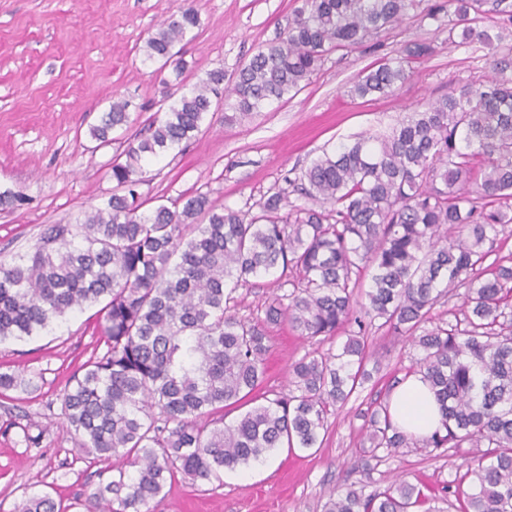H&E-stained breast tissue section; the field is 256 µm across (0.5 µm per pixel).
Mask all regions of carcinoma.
Returning a JSON list of instances; mask_svg holds the SVG:
<instances>
[{
    "instance_id": "obj_1",
    "label": "carcinoma",
    "mask_w": 512,
    "mask_h": 512,
    "mask_svg": "<svg viewBox=\"0 0 512 512\" xmlns=\"http://www.w3.org/2000/svg\"><path fill=\"white\" fill-rule=\"evenodd\" d=\"M422 0H303L287 28L239 68L224 69L160 104L162 119L134 138L113 133L130 123L114 101L89 134L119 142L115 189L79 224H47L19 263L0 262V342L32 336L53 321L103 299L95 354L65 388L66 430L104 464L86 494L85 512H149L180 473L222 481L224 471L259 463L274 450L319 448L330 407L369 378V326L408 337L420 350L417 371L439 406L442 426L419 442L393 425L388 406L370 412L369 454L352 469L372 470L378 450L481 448L457 469L470 479L461 512H512V266L491 258L512 224V54H492V75L405 113L390 132L359 136L322 154L285 183L323 209L295 205L279 188L259 212L212 205L203 194L142 210L143 164L190 142L208 113L224 107L234 122L309 85L328 54L358 48L401 21ZM445 0L427 15L448 16V42L494 48L489 30L512 25V5ZM199 26L189 7L146 42V60L181 75L176 44ZM434 47L415 43L402 56L363 70L352 97L385 96L409 77L412 59ZM489 266H484L487 259ZM296 273L288 304L276 298L265 319L232 312L233 292L276 269ZM371 273L365 301L355 299ZM461 300L462 319L426 328L444 298ZM288 322L301 336L330 337L348 327L336 352L308 355L289 369L288 390L256 404L234 423L196 419L239 404L266 377L265 325ZM34 387V378L1 373L0 389ZM159 415H154V410ZM123 461L112 466V459ZM429 497L405 481L383 491L348 487L330 494L325 512H415ZM15 512H58L46 492Z\"/></svg>"
}]
</instances>
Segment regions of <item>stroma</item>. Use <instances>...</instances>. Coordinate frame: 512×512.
Wrapping results in <instances>:
<instances>
[{"instance_id":"35a3bbf8","label":"stroma","mask_w":512,"mask_h":512,"mask_svg":"<svg viewBox=\"0 0 512 512\" xmlns=\"http://www.w3.org/2000/svg\"><path fill=\"white\" fill-rule=\"evenodd\" d=\"M302 0H0V189L22 193L13 210L0 211V261L29 253L47 224H73L112 193L115 146L96 147L88 128L113 99L129 101L128 134L158 118L159 103L177 88H191L220 67L226 76L275 38ZM194 7L200 24L181 42L182 77L146 62L145 42L159 23ZM436 53L411 62V77L387 97H350L349 83L364 69L396 57L411 42ZM369 49L329 55L311 83L294 97L250 118L228 123L208 113L188 145L149 161L139 187L143 199L171 203L206 195L218 206L257 212L258 204L321 155L354 136L389 131L404 113L439 98L449 85L484 80L489 50L455 46L438 20L419 9L371 39ZM292 287L273 273L250 278L234 294L239 317L261 320L272 298ZM98 305L54 321L38 335L0 343V373L38 374L34 391L0 389V512H13L24 493L51 492L60 512H79L76 499L95 488L101 467L61 416L63 389L93 351L103 350ZM271 350L265 391H283L292 363L333 352L345 332L308 340L282 322L268 327ZM366 368L371 380L343 407L331 411L321 447L280 448L266 463L225 472L222 481L197 486L176 475L150 512H324L342 484L382 489L403 478L431 497L435 512H459L443 488L461 473L450 451L428 455L412 448L385 456L371 474L352 470L367 447L369 413L387 403L418 356L406 338L372 329ZM45 430L40 448L21 442L23 428Z\"/></svg>"}]
</instances>
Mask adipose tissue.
Masks as SVG:
<instances>
[{
    "label": "adipose tissue",
    "mask_w": 512,
    "mask_h": 512,
    "mask_svg": "<svg viewBox=\"0 0 512 512\" xmlns=\"http://www.w3.org/2000/svg\"><path fill=\"white\" fill-rule=\"evenodd\" d=\"M389 413L397 428L410 438L422 440L441 426V414L421 374L407 375L392 394Z\"/></svg>",
    "instance_id": "obj_1"
}]
</instances>
